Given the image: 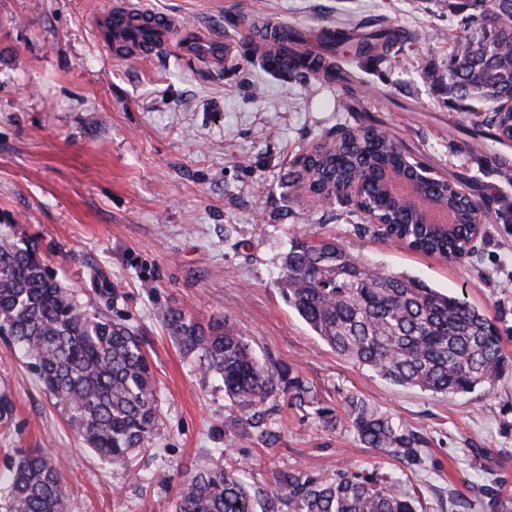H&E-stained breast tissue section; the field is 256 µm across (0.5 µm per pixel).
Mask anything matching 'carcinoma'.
<instances>
[{
	"mask_svg": "<svg viewBox=\"0 0 512 512\" xmlns=\"http://www.w3.org/2000/svg\"><path fill=\"white\" fill-rule=\"evenodd\" d=\"M467 12L471 27L454 43L448 94L498 104L512 98V57L496 50L512 41L507 0H480ZM309 67L341 80L339 68L321 57L284 63L289 77ZM400 160L392 140L365 129L361 145L346 147L327 163L348 170ZM408 235L412 249L440 255L465 247L469 225L449 236L416 223L407 210L385 205ZM278 283L289 306L334 352L398 386L453 396L490 391L512 366L499 327L481 308L449 296L414 275L388 271L359 259L335 238L291 242L280 256ZM162 318L182 353L204 373L220 379L224 397L245 426L269 436L275 402L285 396L302 408L314 403L311 387L289 366L257 357L242 334L222 320L203 326L183 311ZM12 338L45 390L64 406L73 430L102 460L125 467L137 450L149 449L160 430L156 382L139 336L99 308L80 302L48 271L35 243L0 224V334ZM349 425L361 443L384 455L417 464L424 441L364 399H346ZM288 493H274L265 512H427L400 477L372 468H344L329 477L299 471L288 476ZM4 512H68L64 478L46 448H33L10 467L0 488ZM175 512H255L236 470L202 463L178 484Z\"/></svg>",
	"mask_w": 512,
	"mask_h": 512,
	"instance_id": "carcinoma-1",
	"label": "carcinoma"
}]
</instances>
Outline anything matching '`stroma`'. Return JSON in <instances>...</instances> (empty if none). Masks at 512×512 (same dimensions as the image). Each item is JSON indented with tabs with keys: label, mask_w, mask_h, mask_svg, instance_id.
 <instances>
[{
	"label": "stroma",
	"mask_w": 512,
	"mask_h": 512,
	"mask_svg": "<svg viewBox=\"0 0 512 512\" xmlns=\"http://www.w3.org/2000/svg\"><path fill=\"white\" fill-rule=\"evenodd\" d=\"M107 2L0 0V224L31 238L65 287L138 330L161 429L126 468L105 464L0 335V395L14 406L0 429V483L21 452L50 448L70 512H174L179 480L202 462L242 464L259 508L296 469L319 476L374 464L428 512H482L490 494L511 496L512 369L490 393L448 398L392 385L315 336L276 283L292 239L333 237L486 309L512 357V148L505 165H487L477 135L486 104L446 88L453 40L468 27L455 0H133L221 40L219 64L166 50L114 55L94 28ZM266 24L294 30L296 49L314 55L330 53L321 38L329 28L403 37L379 58L346 43L333 56L347 82L287 79L245 38ZM365 126L389 131L486 207L487 234L465 262L362 232L357 209L295 185V161L313 143ZM98 277L111 293L95 287ZM168 307L204 325L223 318L259 356L306 379L314 405L278 403L270 438L249 429L227 440L234 411L223 384L180 352L160 316ZM352 394L425 439L420 464L358 440L342 419Z\"/></svg>",
	"instance_id": "stroma-1"
}]
</instances>
